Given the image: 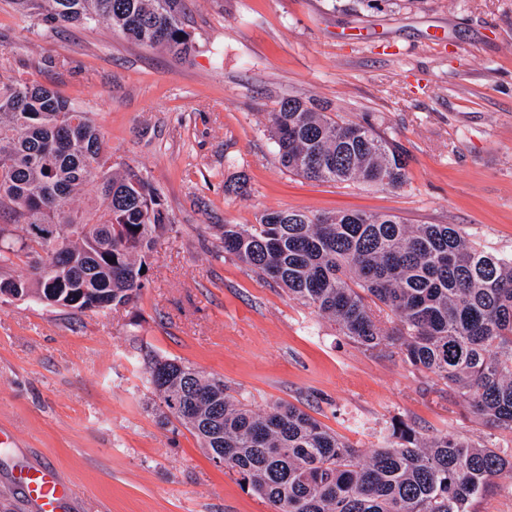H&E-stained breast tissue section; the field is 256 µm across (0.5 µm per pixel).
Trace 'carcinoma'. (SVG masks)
<instances>
[{"label": "carcinoma", "instance_id": "cac0c4a2", "mask_svg": "<svg viewBox=\"0 0 512 512\" xmlns=\"http://www.w3.org/2000/svg\"><path fill=\"white\" fill-rule=\"evenodd\" d=\"M47 27L105 22L128 39L185 53V0H19ZM278 162L315 182L400 191L408 156L372 126L285 95L268 113ZM90 113L59 92L0 78V279L16 296L72 314L134 304L169 218L138 172L115 171ZM90 201L76 208V198ZM21 227L22 235L14 234ZM220 241L328 318L369 353L405 362L512 434V256L483 249L456 224H410L389 213L267 210L226 224ZM393 319L385 331L380 314ZM164 419L184 423L216 464L240 476L271 512H479L512 452L454 433L421 438L405 423L360 461L356 448L292 404L253 411L221 377L172 359L149 362Z\"/></svg>", "mask_w": 512, "mask_h": 512}]
</instances>
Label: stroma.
<instances>
[{
    "label": "stroma",
    "instance_id": "35a3bbf8",
    "mask_svg": "<svg viewBox=\"0 0 512 512\" xmlns=\"http://www.w3.org/2000/svg\"><path fill=\"white\" fill-rule=\"evenodd\" d=\"M192 50L104 23L48 28L0 0V74L93 113L113 168L142 172L173 226L139 301L73 316L0 299V512H32L16 466L52 461L71 512H271L152 408L150 358L223 378L254 411L300 407L370 456L393 424L512 443L402 355L365 352L225 253L218 225L267 210L456 224L512 255V0H186ZM296 95L406 149L400 192L286 172L266 126ZM246 180V192L232 185Z\"/></svg>",
    "mask_w": 512,
    "mask_h": 512
}]
</instances>
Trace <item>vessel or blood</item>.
<instances>
[{
  "label": "vessel or blood",
  "mask_w": 512,
  "mask_h": 512,
  "mask_svg": "<svg viewBox=\"0 0 512 512\" xmlns=\"http://www.w3.org/2000/svg\"><path fill=\"white\" fill-rule=\"evenodd\" d=\"M15 482L27 500L35 505L37 512H67L72 488L61 478L54 465H22Z\"/></svg>",
  "instance_id": "vessel-or-blood-1"
}]
</instances>
